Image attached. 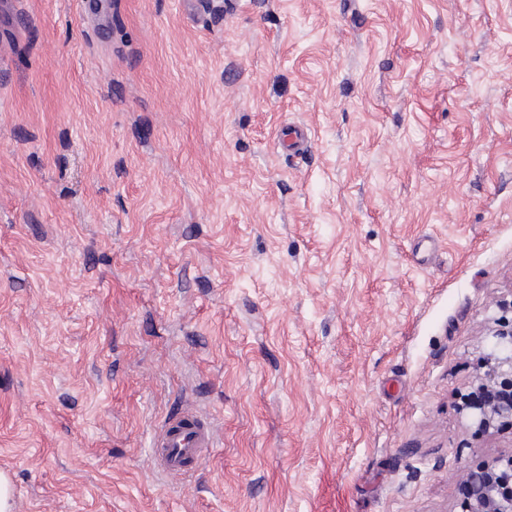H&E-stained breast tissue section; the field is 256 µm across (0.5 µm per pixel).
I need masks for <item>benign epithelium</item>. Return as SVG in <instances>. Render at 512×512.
Wrapping results in <instances>:
<instances>
[{"instance_id":"7a95c632","label":"benign epithelium","mask_w":512,"mask_h":512,"mask_svg":"<svg viewBox=\"0 0 512 512\" xmlns=\"http://www.w3.org/2000/svg\"><path fill=\"white\" fill-rule=\"evenodd\" d=\"M494 348L481 356L478 370L456 408L474 437L512 427V319L501 316L491 330ZM467 495L461 512H512V453L495 460L463 463Z\"/></svg>"}]
</instances>
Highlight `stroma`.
Segmentation results:
<instances>
[{"mask_svg": "<svg viewBox=\"0 0 512 512\" xmlns=\"http://www.w3.org/2000/svg\"><path fill=\"white\" fill-rule=\"evenodd\" d=\"M109 2L0 0L15 512H460L512 451L453 399L512 296V0ZM214 440L211 422L183 409L165 417L152 436V462L162 472L188 473L200 464L204 450L212 448Z\"/></svg>", "mask_w": 512, "mask_h": 512, "instance_id": "1", "label": "stroma"}]
</instances>
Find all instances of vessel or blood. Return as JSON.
<instances>
[{
	"instance_id": "1",
	"label": "vessel or blood",
	"mask_w": 512,
	"mask_h": 512,
	"mask_svg": "<svg viewBox=\"0 0 512 512\" xmlns=\"http://www.w3.org/2000/svg\"><path fill=\"white\" fill-rule=\"evenodd\" d=\"M214 428L195 412L184 409L164 418L150 446L156 468L170 473H188L200 464L205 449L213 447Z\"/></svg>"
}]
</instances>
